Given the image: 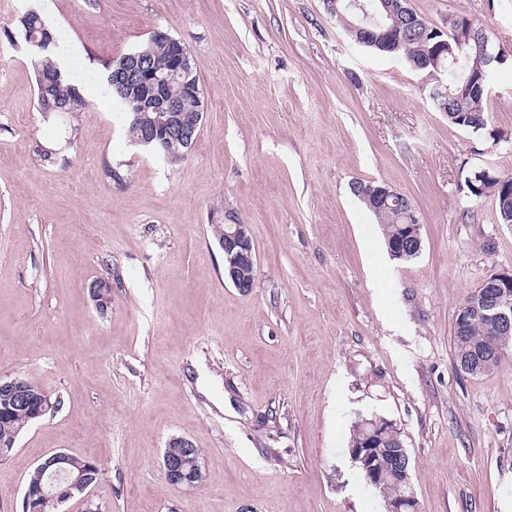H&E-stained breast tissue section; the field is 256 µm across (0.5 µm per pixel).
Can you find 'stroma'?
Wrapping results in <instances>:
<instances>
[{
    "mask_svg": "<svg viewBox=\"0 0 512 512\" xmlns=\"http://www.w3.org/2000/svg\"><path fill=\"white\" fill-rule=\"evenodd\" d=\"M409 4L512 52V0ZM28 9L96 77L155 30L183 42L204 101L189 155L131 144L118 105L39 112L5 37ZM422 81L351 41L327 0H0V375L58 402L0 460V512L57 449L100 462L101 512H384L348 451L358 412L403 431L422 512H512V352L472 376L452 345L465 298L512 268V226L465 185L512 176V65L485 102L499 144L449 123ZM358 181L403 193L421 223V254L385 257L381 286ZM214 224L248 226L251 292L225 281ZM174 436L202 452L196 488L164 479Z\"/></svg>",
    "mask_w": 512,
    "mask_h": 512,
    "instance_id": "35a3bbf8",
    "label": "stroma"
}]
</instances>
